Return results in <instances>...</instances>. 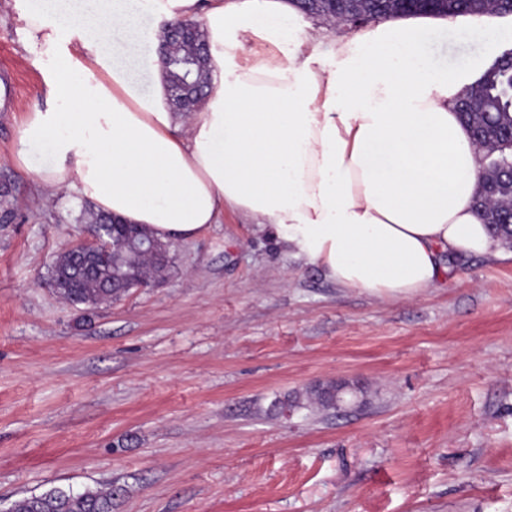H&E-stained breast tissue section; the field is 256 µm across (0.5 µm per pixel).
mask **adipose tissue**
I'll return each instance as SVG.
<instances>
[{
  "mask_svg": "<svg viewBox=\"0 0 512 512\" xmlns=\"http://www.w3.org/2000/svg\"><path fill=\"white\" fill-rule=\"evenodd\" d=\"M194 16L211 83L184 121L144 42ZM23 19L50 104L28 113L12 161L44 188L165 241L230 209L379 297H415L449 260L500 245L474 207L481 153L455 110L465 79L424 56L427 18L343 40L311 33L294 0H75Z\"/></svg>",
  "mask_w": 512,
  "mask_h": 512,
  "instance_id": "1",
  "label": "adipose tissue"
}]
</instances>
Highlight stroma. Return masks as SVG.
I'll return each instance as SVG.
<instances>
[{
    "label": "stroma",
    "mask_w": 512,
    "mask_h": 512,
    "mask_svg": "<svg viewBox=\"0 0 512 512\" xmlns=\"http://www.w3.org/2000/svg\"><path fill=\"white\" fill-rule=\"evenodd\" d=\"M22 28L0 0V512L54 487L113 488L114 512H512V248L382 298L228 211L163 282L65 302L48 269L84 203L12 162L46 105ZM511 29L436 21L422 52L471 80ZM326 382L358 395L274 406Z\"/></svg>",
    "instance_id": "1"
}]
</instances>
